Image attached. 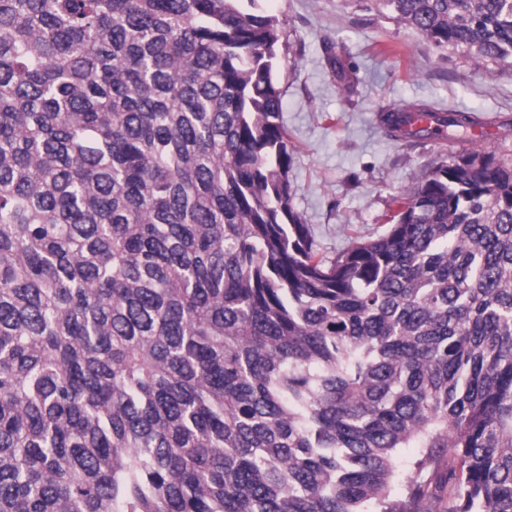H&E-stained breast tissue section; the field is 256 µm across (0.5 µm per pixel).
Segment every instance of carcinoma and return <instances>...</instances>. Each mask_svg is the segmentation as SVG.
Segmentation results:
<instances>
[{"label":"carcinoma","mask_w":512,"mask_h":512,"mask_svg":"<svg viewBox=\"0 0 512 512\" xmlns=\"http://www.w3.org/2000/svg\"><path fill=\"white\" fill-rule=\"evenodd\" d=\"M375 2L512 61V0ZM282 25L0 0V512H512V156H451L319 255ZM399 448L429 475L394 500Z\"/></svg>","instance_id":"1"}]
</instances>
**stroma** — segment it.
I'll use <instances>...</instances> for the list:
<instances>
[{"mask_svg":"<svg viewBox=\"0 0 512 512\" xmlns=\"http://www.w3.org/2000/svg\"><path fill=\"white\" fill-rule=\"evenodd\" d=\"M283 20L282 120L292 155L293 207L319 252L386 233L394 198L450 153L512 149V64L479 67L377 11L374 0H264ZM356 80L346 93L327 60ZM411 101L480 116L491 134L456 145L390 139L381 110Z\"/></svg>","mask_w":512,"mask_h":512,"instance_id":"35a3bbf8","label":"stroma"}]
</instances>
